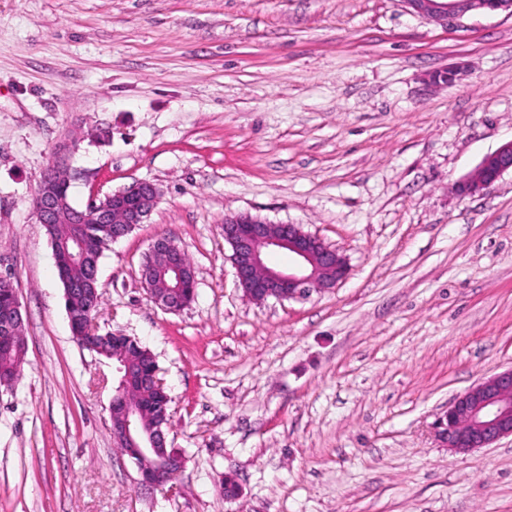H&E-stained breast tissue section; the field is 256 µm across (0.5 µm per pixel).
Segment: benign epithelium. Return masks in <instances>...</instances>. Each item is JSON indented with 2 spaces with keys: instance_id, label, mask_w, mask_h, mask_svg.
<instances>
[{
  "instance_id": "obj_1",
  "label": "benign epithelium",
  "mask_w": 512,
  "mask_h": 512,
  "mask_svg": "<svg viewBox=\"0 0 512 512\" xmlns=\"http://www.w3.org/2000/svg\"><path fill=\"white\" fill-rule=\"evenodd\" d=\"M408 11L440 26L448 21L474 14L506 12L512 16V0H402ZM512 170V140L485 156L476 173L457 185L460 194L475 193L495 183L505 172ZM71 171L66 155L55 153L35 192L34 210L39 223L50 228L55 224H109L112 240L128 235L130 229L145 223L159 202L160 191L155 184L135 181L104 199L84 208L71 203L63 189L70 188ZM224 242L231 249L230 260L238 286L244 296L255 302L272 297L279 301L299 297L314 288L329 289L346 280L349 264L346 257L319 237L303 230L299 224H273L250 213L224 217ZM60 244L72 259L85 268L80 287L65 282L66 313L69 325L78 319L73 304L77 295L88 284L99 281V266L86 261L85 238L69 234ZM166 258L165 270L175 280L179 291L161 292L155 288L158 271L141 268L140 282L148 298L162 309L181 311L182 288L191 269L182 258V249L174 242L160 238L149 247ZM284 250L294 256L295 263L288 269L267 265L266 255ZM23 315L18 294H13L9 313L4 318L8 335L3 347L9 350L20 338ZM120 384L112 398L111 407L119 408V420L112 422V438L125 450L137 466L140 485L144 488L163 487L173 483L181 473L183 457L167 452L168 429L155 428L143 437V407L131 398L135 386L150 380L124 369ZM512 437V367L487 379L479 380L448 405V411L438 422V437L456 453H468L489 447L505 437Z\"/></svg>"
}]
</instances>
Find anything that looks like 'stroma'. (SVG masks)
Listing matches in <instances>:
<instances>
[{"mask_svg": "<svg viewBox=\"0 0 512 512\" xmlns=\"http://www.w3.org/2000/svg\"><path fill=\"white\" fill-rule=\"evenodd\" d=\"M510 140L504 12L444 28L402 0H0V274L28 345L0 388V512H512V437L463 454L434 433L512 367V171L456 190ZM63 147L75 206L161 191L100 260L95 328L156 358L186 460L171 487L140 489L112 441L118 364L71 333L33 208ZM240 212L302 225L348 278L247 299L224 241ZM161 236L195 269L180 312L140 284Z\"/></svg>", "mask_w": 512, "mask_h": 512, "instance_id": "stroma-1", "label": "stroma"}]
</instances>
